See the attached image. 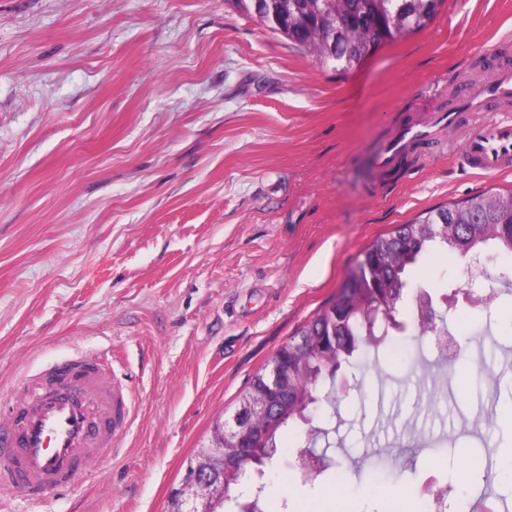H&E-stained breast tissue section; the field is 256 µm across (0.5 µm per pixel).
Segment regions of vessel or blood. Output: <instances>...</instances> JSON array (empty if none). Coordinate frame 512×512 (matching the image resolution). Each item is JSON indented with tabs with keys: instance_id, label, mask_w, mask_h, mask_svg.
Instances as JSON below:
<instances>
[{
	"instance_id": "b4317fda",
	"label": "vessel or blood",
	"mask_w": 512,
	"mask_h": 512,
	"mask_svg": "<svg viewBox=\"0 0 512 512\" xmlns=\"http://www.w3.org/2000/svg\"><path fill=\"white\" fill-rule=\"evenodd\" d=\"M464 113L482 114L472 124L456 159L465 169L496 176L512 170V65L495 67L490 80L466 86L447 111L422 112L393 129L372 166L388 172L411 152L441 146L448 127ZM29 390L44 389L32 404H17L0 423V458L8 459L5 480L32 500L46 488L86 473L113 454L129 433L126 392L112 376L108 359L75 355L28 380Z\"/></svg>"
}]
</instances>
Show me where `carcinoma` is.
<instances>
[{
  "instance_id": "carcinoma-1",
  "label": "carcinoma",
  "mask_w": 512,
  "mask_h": 512,
  "mask_svg": "<svg viewBox=\"0 0 512 512\" xmlns=\"http://www.w3.org/2000/svg\"><path fill=\"white\" fill-rule=\"evenodd\" d=\"M442 2L267 0V12H276V20L263 24L322 65L333 64L335 56L340 58L341 71L346 73L395 36L425 28ZM434 250L459 258L469 253H481L491 260L502 254L512 256V188L505 192L490 189L426 209L365 246L336 294L277 350L275 358L288 363V406L280 411L267 441L251 449L249 458L241 459L234 452L228 456L224 498H240L242 486L272 462L268 449L278 448L285 430L301 427L313 410L335 406L332 391L321 394L319 390L336 382L337 369L378 354L383 341L371 338L364 319L366 307L377 303L395 310L408 300L418 343L435 335L436 325L446 324L435 311L429 321L419 318L418 297L425 286L412 280L419 260Z\"/></svg>"
}]
</instances>
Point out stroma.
I'll return each instance as SVG.
<instances>
[{
  "instance_id": "35a3bbf8",
  "label": "stroma",
  "mask_w": 512,
  "mask_h": 512,
  "mask_svg": "<svg viewBox=\"0 0 512 512\" xmlns=\"http://www.w3.org/2000/svg\"><path fill=\"white\" fill-rule=\"evenodd\" d=\"M512 0H446L423 30L354 70L321 66L229 0H0V412L28 374L74 353L115 359L133 425L115 456L32 502L0 486V512H166L188 458L250 378L336 293L378 234L421 211L512 188L452 161L448 129L427 159L379 177L370 163L412 113L454 106L490 77ZM416 278L464 287V260L426 254ZM457 297L470 359L439 414V353L401 329L352 389L305 479L306 436H287L257 483L265 512H419L426 486H457L512 512V296ZM485 366L492 386L469 383ZM413 464L373 494L371 456Z\"/></svg>"
}]
</instances>
